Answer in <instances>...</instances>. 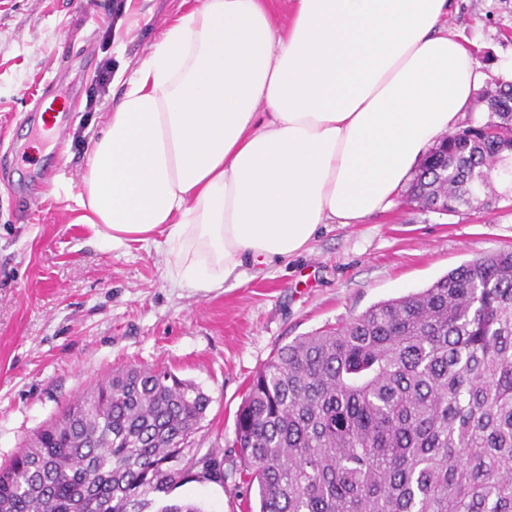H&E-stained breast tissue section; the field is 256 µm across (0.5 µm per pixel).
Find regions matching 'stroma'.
<instances>
[{"mask_svg": "<svg viewBox=\"0 0 512 512\" xmlns=\"http://www.w3.org/2000/svg\"><path fill=\"white\" fill-rule=\"evenodd\" d=\"M182 0H0V462L79 392L124 366L167 367L211 404L195 435L224 451V482L177 486L172 500L242 512L247 491L233 446L249 382L295 338L349 321L374 303L416 293L477 257L512 247V197L439 213L408 202L363 224H330L309 249L202 292L173 287L160 249H115L74 223L80 173L104 93L86 108L102 60L132 74ZM449 32L487 75L512 77V0H453ZM58 104L62 139L39 128L34 96Z\"/></svg>", "mask_w": 512, "mask_h": 512, "instance_id": "1", "label": "stroma"}]
</instances>
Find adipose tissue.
Masks as SVG:
<instances>
[{
    "instance_id": "ef3b65f1",
    "label": "adipose tissue",
    "mask_w": 512,
    "mask_h": 512,
    "mask_svg": "<svg viewBox=\"0 0 512 512\" xmlns=\"http://www.w3.org/2000/svg\"><path fill=\"white\" fill-rule=\"evenodd\" d=\"M292 2L284 31L263 0H196L163 31L103 115L76 223L212 292L393 206L486 78L451 0Z\"/></svg>"
}]
</instances>
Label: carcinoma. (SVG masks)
Returning a JSON list of instances; mask_svg holds the SVG:
<instances>
[{"label":"carcinoma","instance_id":"obj_1","mask_svg":"<svg viewBox=\"0 0 512 512\" xmlns=\"http://www.w3.org/2000/svg\"><path fill=\"white\" fill-rule=\"evenodd\" d=\"M488 117L446 135L409 198L448 212L493 200L478 181L512 154V82ZM211 398L165 367L83 391L0 465V512H203L172 503L224 482L192 447ZM246 512H512V249L281 347L234 421Z\"/></svg>","mask_w":512,"mask_h":512}]
</instances>
